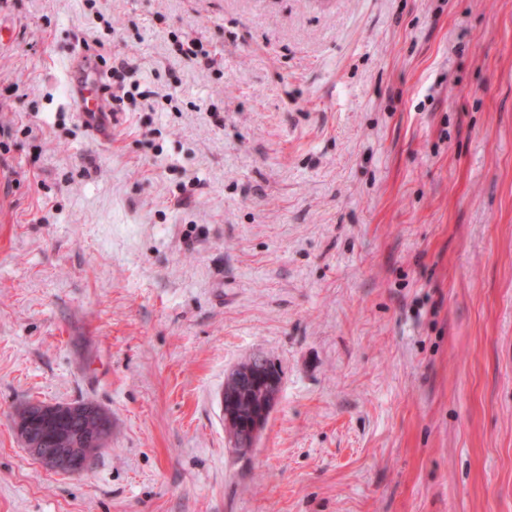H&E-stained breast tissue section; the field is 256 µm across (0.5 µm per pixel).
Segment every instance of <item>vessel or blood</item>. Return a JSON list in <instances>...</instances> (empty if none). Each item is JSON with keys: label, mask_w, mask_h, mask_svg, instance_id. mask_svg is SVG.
<instances>
[{"label": "vessel or blood", "mask_w": 512, "mask_h": 512, "mask_svg": "<svg viewBox=\"0 0 512 512\" xmlns=\"http://www.w3.org/2000/svg\"><path fill=\"white\" fill-rule=\"evenodd\" d=\"M101 73L92 62L76 58L67 76V88L82 123L100 138H108L117 116L101 92Z\"/></svg>", "instance_id": "1"}]
</instances>
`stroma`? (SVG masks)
Segmentation results:
<instances>
[{
  "mask_svg": "<svg viewBox=\"0 0 512 512\" xmlns=\"http://www.w3.org/2000/svg\"><path fill=\"white\" fill-rule=\"evenodd\" d=\"M0 23V512H512V0ZM82 50L153 92L108 140ZM254 354L282 386L241 456L221 392ZM31 399L97 403L109 449L46 469ZM84 55L77 56L67 76V88L72 96L76 112L82 123L101 139L111 136L112 129L116 126L117 112L114 105L120 106L125 100L136 102L135 96L144 97L147 94L139 91L140 84L133 81L127 88L123 83L118 86L121 94L112 92L107 101L112 103L110 112L105 96L101 92V73L99 68L89 61L83 60Z\"/></svg>",
  "mask_w": 512,
  "mask_h": 512,
  "instance_id": "1",
  "label": "stroma"
}]
</instances>
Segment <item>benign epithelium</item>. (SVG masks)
<instances>
[{"mask_svg":"<svg viewBox=\"0 0 512 512\" xmlns=\"http://www.w3.org/2000/svg\"><path fill=\"white\" fill-rule=\"evenodd\" d=\"M278 399H273L264 407L254 421L249 425L248 435L241 442L232 443L235 452H251L255 443L266 425ZM25 417L14 419L13 428L28 452L43 466L64 475H79L87 471L92 459L83 454L79 445L66 444L63 420L77 412L94 411L101 419L99 431L83 438V442L103 450L108 447L112 432L108 420L111 416L97 404L79 406L75 403L47 404L40 401H31L26 406ZM39 432L36 441H31L34 432Z\"/></svg>","mask_w":512,"mask_h":512,"instance_id":"obj_1","label":"benign epithelium"}]
</instances>
